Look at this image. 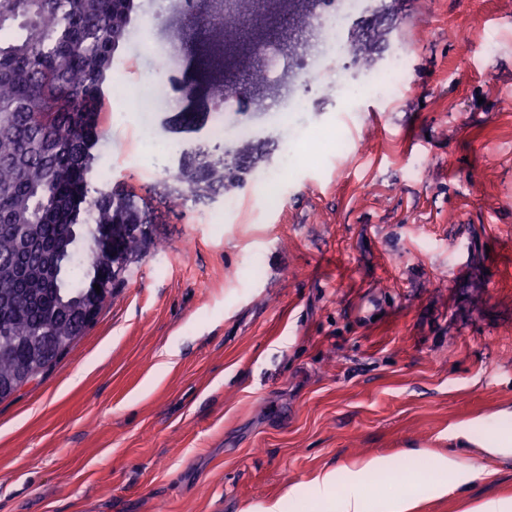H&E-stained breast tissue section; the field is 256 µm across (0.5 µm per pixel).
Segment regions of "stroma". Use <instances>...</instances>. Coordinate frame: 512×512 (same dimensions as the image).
Listing matches in <instances>:
<instances>
[{
	"label": "stroma",
	"mask_w": 512,
	"mask_h": 512,
	"mask_svg": "<svg viewBox=\"0 0 512 512\" xmlns=\"http://www.w3.org/2000/svg\"><path fill=\"white\" fill-rule=\"evenodd\" d=\"M373 2L350 57L372 70L406 45L407 93L381 122L376 93L320 85L295 141L278 89L221 117L184 100L194 18L139 0L93 179L147 190L151 244L67 355L0 401V512H269L322 472L422 448L488 473L418 512L512 497V462L453 437L512 408V0ZM148 84L168 102L144 135ZM220 120L255 134L214 142ZM217 144L247 163L227 189L193 198L162 170L167 147Z\"/></svg>",
	"instance_id": "1"
}]
</instances>
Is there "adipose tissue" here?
<instances>
[{
	"label": "adipose tissue",
	"instance_id": "ef3b65f1",
	"mask_svg": "<svg viewBox=\"0 0 512 512\" xmlns=\"http://www.w3.org/2000/svg\"><path fill=\"white\" fill-rule=\"evenodd\" d=\"M458 436L468 442H478L490 458L512 460V411L504 410L468 425ZM411 457L425 460L431 469L427 487L435 498L444 497L487 473L483 465L466 464L427 449L412 451ZM368 470L383 475L389 472L390 464L384 458L372 457L359 469L337 468L318 476L307 490L309 512H416L419 498L388 499L383 492L367 487L362 474Z\"/></svg>",
	"mask_w": 512,
	"mask_h": 512
}]
</instances>
